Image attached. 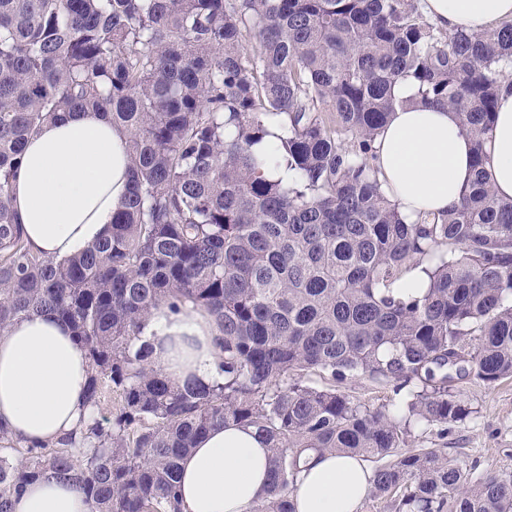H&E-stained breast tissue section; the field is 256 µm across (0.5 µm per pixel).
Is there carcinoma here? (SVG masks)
Segmentation results:
<instances>
[{
  "instance_id": "carcinoma-1",
  "label": "carcinoma",
  "mask_w": 512,
  "mask_h": 512,
  "mask_svg": "<svg viewBox=\"0 0 512 512\" xmlns=\"http://www.w3.org/2000/svg\"><path fill=\"white\" fill-rule=\"evenodd\" d=\"M510 70L512 21L445 32L418 0H0V331L45 311L67 322L92 408L53 446L0 429V512L48 476L90 512H180V459L230 423L271 453L251 512H295L308 451L388 459L371 493L394 512H512V472L473 483L440 449L401 451L414 427L468 416L451 382L512 377V199L484 149ZM402 80L473 142L475 177L446 215L408 220L378 177ZM75 110L125 132L131 193L109 235L52 260L9 199L29 138ZM281 160L287 185L265 174ZM416 268L428 286L405 297ZM165 301L215 318L224 381L154 369L141 330ZM354 376L416 389L395 415L336 389Z\"/></svg>"
}]
</instances>
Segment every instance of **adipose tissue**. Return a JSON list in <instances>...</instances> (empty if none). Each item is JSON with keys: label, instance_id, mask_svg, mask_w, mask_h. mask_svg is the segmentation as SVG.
Instances as JSON below:
<instances>
[{"label": "adipose tissue", "instance_id": "1", "mask_svg": "<svg viewBox=\"0 0 512 512\" xmlns=\"http://www.w3.org/2000/svg\"><path fill=\"white\" fill-rule=\"evenodd\" d=\"M431 20L447 31L488 29L512 19V0H423ZM404 107L375 140V165L390 199L407 218L454 209L473 177L470 137L448 106L414 104L416 85L394 88ZM119 127L89 112L43 126L26 145L11 206L34 252L61 260L107 236L128 194L129 161ZM496 194L512 199V86L499 94L486 144ZM143 332L152 361L182 384L219 380L222 332L204 311L167 304L153 308ZM87 352L52 314H35L0 332V427L22 443H54L78 430L90 408ZM183 512H248L270 483L267 443L255 428L210 429L181 463ZM373 471L364 458L311 455L292 492L296 512H360ZM13 512H89L72 485L32 483L15 497Z\"/></svg>", "mask_w": 512, "mask_h": 512}]
</instances>
